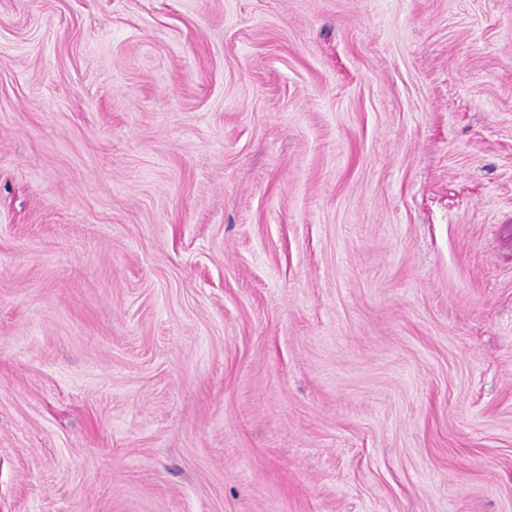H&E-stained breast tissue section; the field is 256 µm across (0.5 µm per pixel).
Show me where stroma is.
Listing matches in <instances>:
<instances>
[{
    "mask_svg": "<svg viewBox=\"0 0 512 512\" xmlns=\"http://www.w3.org/2000/svg\"><path fill=\"white\" fill-rule=\"evenodd\" d=\"M0 512H512V0H0Z\"/></svg>",
    "mask_w": 512,
    "mask_h": 512,
    "instance_id": "1",
    "label": "stroma"
}]
</instances>
